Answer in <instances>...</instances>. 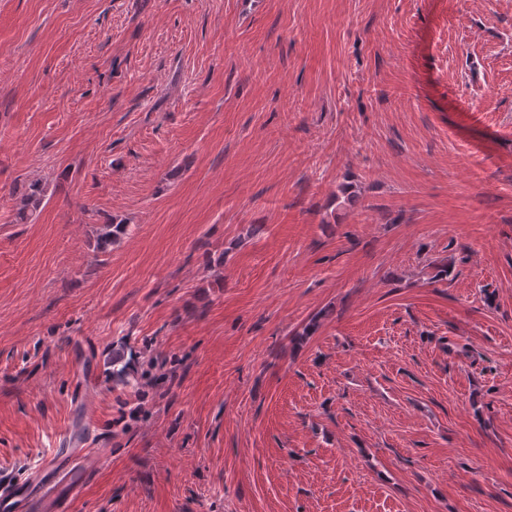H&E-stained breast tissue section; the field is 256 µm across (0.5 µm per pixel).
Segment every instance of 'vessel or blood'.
<instances>
[{
	"instance_id": "1",
	"label": "vessel or blood",
	"mask_w": 512,
	"mask_h": 512,
	"mask_svg": "<svg viewBox=\"0 0 512 512\" xmlns=\"http://www.w3.org/2000/svg\"><path fill=\"white\" fill-rule=\"evenodd\" d=\"M89 432V417L66 424L35 475L0 480V512H71L88 476Z\"/></svg>"
}]
</instances>
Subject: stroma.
<instances>
[{
    "label": "stroma",
    "mask_w": 512,
    "mask_h": 512,
    "mask_svg": "<svg viewBox=\"0 0 512 512\" xmlns=\"http://www.w3.org/2000/svg\"><path fill=\"white\" fill-rule=\"evenodd\" d=\"M84 408L73 512H512V0H0V472ZM45 187L41 181L34 180L25 183L22 186V192L19 193V207L17 208L16 218L21 223L27 222L36 214L45 196Z\"/></svg>",
    "instance_id": "obj_1"
}]
</instances>
